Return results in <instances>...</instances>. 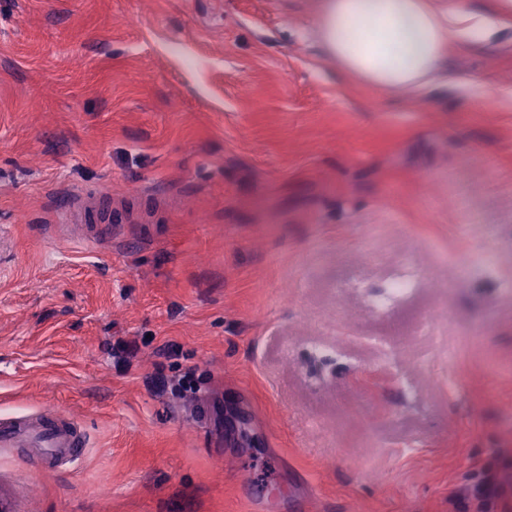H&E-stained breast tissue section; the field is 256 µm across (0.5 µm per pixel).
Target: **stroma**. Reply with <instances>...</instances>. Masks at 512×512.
<instances>
[{"instance_id":"obj_1","label":"stroma","mask_w":512,"mask_h":512,"mask_svg":"<svg viewBox=\"0 0 512 512\" xmlns=\"http://www.w3.org/2000/svg\"><path fill=\"white\" fill-rule=\"evenodd\" d=\"M319 2L0 0V415L88 442L0 449L16 512H501L484 466L512 501V28L400 102ZM100 191L137 217L82 239ZM120 216H114L111 212H105L100 208L95 196H86L75 202L68 210L61 223L75 224L85 237H92L99 224H121L123 219H129V212L123 208H117ZM0 447L30 448L42 464H73L86 448V436L76 421L57 409L37 418L1 415ZM504 492L503 484L497 473L484 469L479 481L472 486V495L479 506L485 500L499 498Z\"/></svg>"}]
</instances>
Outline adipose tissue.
Here are the masks:
<instances>
[{
    "label": "adipose tissue",
    "instance_id": "obj_1",
    "mask_svg": "<svg viewBox=\"0 0 512 512\" xmlns=\"http://www.w3.org/2000/svg\"><path fill=\"white\" fill-rule=\"evenodd\" d=\"M511 19L512 0H493L485 15L455 0H320L315 29L345 80L407 101L432 87L452 39H492Z\"/></svg>",
    "mask_w": 512,
    "mask_h": 512
}]
</instances>
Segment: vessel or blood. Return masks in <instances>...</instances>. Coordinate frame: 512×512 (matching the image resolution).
<instances>
[{
  "instance_id": "obj_1",
  "label": "vessel or blood",
  "mask_w": 512,
  "mask_h": 512,
  "mask_svg": "<svg viewBox=\"0 0 512 512\" xmlns=\"http://www.w3.org/2000/svg\"><path fill=\"white\" fill-rule=\"evenodd\" d=\"M128 211L112 215L100 208L97 197L87 196L75 202L63 221L76 225L84 236H93L101 224L114 219H128ZM86 436L81 426L59 410H51L36 418L0 416V447L30 449L34 459L43 464L77 462L84 452Z\"/></svg>"
}]
</instances>
